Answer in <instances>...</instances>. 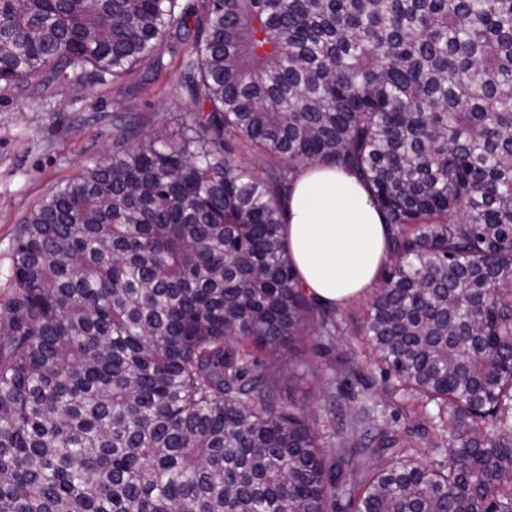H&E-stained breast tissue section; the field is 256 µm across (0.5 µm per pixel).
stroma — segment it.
I'll list each match as a JSON object with an SVG mask.
<instances>
[{
	"instance_id": "35a3bbf8",
	"label": "stroma",
	"mask_w": 512,
	"mask_h": 512,
	"mask_svg": "<svg viewBox=\"0 0 512 512\" xmlns=\"http://www.w3.org/2000/svg\"><path fill=\"white\" fill-rule=\"evenodd\" d=\"M169 64L148 85L135 73L118 84L92 79L62 83L50 95L0 84V306L13 293L12 245L19 228L59 184L111 153L113 113L133 112L145 129L178 133V118L187 106L176 90L178 58ZM370 300L365 294L337 307L340 329L328 351H319L312 339L297 342L295 355L320 371L280 389L282 398L303 408L327 450L352 447L359 436L352 420L356 405L338 390L351 367L363 375L372 403L399 409L397 429L416 425L413 413L402 410L400 398L390 391L360 330Z\"/></svg>"
}]
</instances>
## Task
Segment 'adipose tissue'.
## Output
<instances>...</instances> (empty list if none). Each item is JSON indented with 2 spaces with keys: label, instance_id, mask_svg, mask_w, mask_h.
I'll return each mask as SVG.
<instances>
[{
  "label": "adipose tissue",
  "instance_id": "obj_1",
  "mask_svg": "<svg viewBox=\"0 0 512 512\" xmlns=\"http://www.w3.org/2000/svg\"><path fill=\"white\" fill-rule=\"evenodd\" d=\"M283 210L288 254L309 296L333 308L375 285L389 259L388 228L357 179L334 169H308Z\"/></svg>",
  "mask_w": 512,
  "mask_h": 512
}]
</instances>
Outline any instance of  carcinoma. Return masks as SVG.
<instances>
[{
	"label": "carcinoma",
	"mask_w": 512,
	"mask_h": 512,
	"mask_svg": "<svg viewBox=\"0 0 512 512\" xmlns=\"http://www.w3.org/2000/svg\"><path fill=\"white\" fill-rule=\"evenodd\" d=\"M165 46L181 135L113 113L14 239L0 512H512V0H0L8 86L145 85ZM308 167L389 226L362 329L422 401L399 431L350 370L331 454L257 356L336 335L284 242Z\"/></svg>",
	"instance_id": "carcinoma-1"
}]
</instances>
